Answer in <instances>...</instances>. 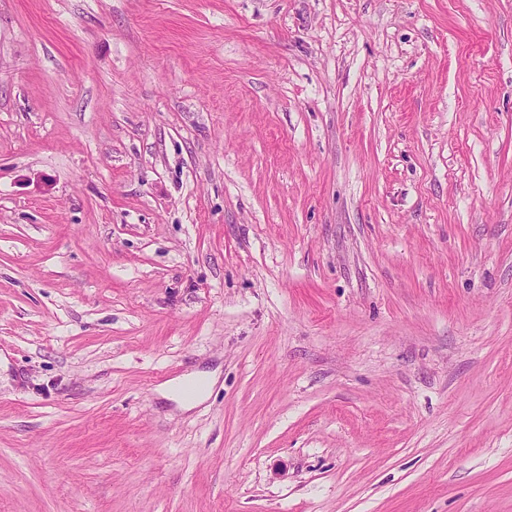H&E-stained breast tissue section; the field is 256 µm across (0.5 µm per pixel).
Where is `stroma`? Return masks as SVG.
<instances>
[{
  "instance_id": "stroma-1",
  "label": "stroma",
  "mask_w": 512,
  "mask_h": 512,
  "mask_svg": "<svg viewBox=\"0 0 512 512\" xmlns=\"http://www.w3.org/2000/svg\"><path fill=\"white\" fill-rule=\"evenodd\" d=\"M0 512H512V0H0ZM205 375L206 378L190 375L170 381L166 384L165 391L174 397L184 409H191L209 395L214 385L215 375L212 373H206ZM189 385H194L197 388L192 396L184 394V389Z\"/></svg>"
}]
</instances>
